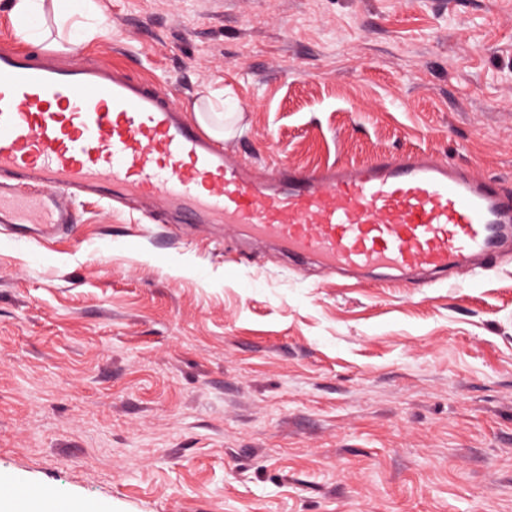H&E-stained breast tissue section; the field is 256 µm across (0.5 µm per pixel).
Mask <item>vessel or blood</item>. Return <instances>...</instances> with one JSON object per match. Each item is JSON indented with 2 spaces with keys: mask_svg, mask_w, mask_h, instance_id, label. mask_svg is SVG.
Listing matches in <instances>:
<instances>
[{
  "mask_svg": "<svg viewBox=\"0 0 512 512\" xmlns=\"http://www.w3.org/2000/svg\"><path fill=\"white\" fill-rule=\"evenodd\" d=\"M127 197L180 222L241 225L326 270L483 276L512 224V193L454 164L413 155L257 172L110 59L64 66L0 50V224L72 228L74 197ZM17 504L63 505L24 480Z\"/></svg>",
  "mask_w": 512,
  "mask_h": 512,
  "instance_id": "obj_1",
  "label": "vessel or blood"
}]
</instances>
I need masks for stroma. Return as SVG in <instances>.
Here are the masks:
<instances>
[{
  "label": "stroma",
  "instance_id": "1",
  "mask_svg": "<svg viewBox=\"0 0 512 512\" xmlns=\"http://www.w3.org/2000/svg\"><path fill=\"white\" fill-rule=\"evenodd\" d=\"M74 54L240 110L257 167L450 160L512 192V0H101ZM0 225V489L97 512H512V236L363 283L221 224ZM5 494L12 498L17 504L25 505L29 502L38 501L46 504L51 511H64L62 503L56 498H60L57 493L50 488L29 483L24 480H18L11 485Z\"/></svg>",
  "mask_w": 512,
  "mask_h": 512
}]
</instances>
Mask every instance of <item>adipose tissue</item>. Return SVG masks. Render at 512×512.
I'll list each match as a JSON object with an SVG mask.
<instances>
[{
	"mask_svg": "<svg viewBox=\"0 0 512 512\" xmlns=\"http://www.w3.org/2000/svg\"><path fill=\"white\" fill-rule=\"evenodd\" d=\"M11 5L18 36L35 45L44 42L50 22L75 47L101 32L100 0H11Z\"/></svg>",
	"mask_w": 512,
	"mask_h": 512,
	"instance_id": "1",
	"label": "adipose tissue"
}]
</instances>
